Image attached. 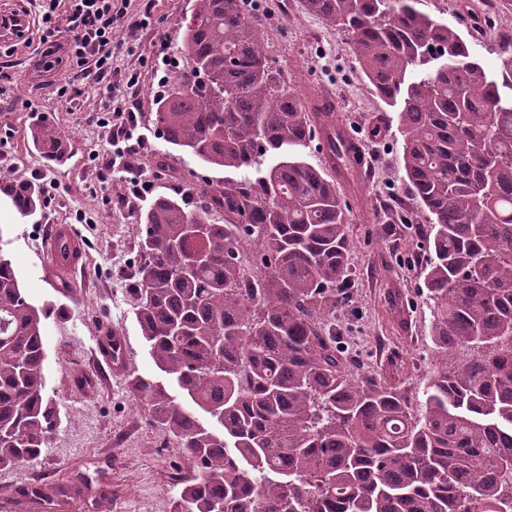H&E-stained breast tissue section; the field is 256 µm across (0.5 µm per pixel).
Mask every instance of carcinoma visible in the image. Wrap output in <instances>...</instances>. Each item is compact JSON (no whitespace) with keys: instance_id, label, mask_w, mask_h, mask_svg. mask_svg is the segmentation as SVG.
<instances>
[{"instance_id":"1","label":"carcinoma","mask_w":512,"mask_h":512,"mask_svg":"<svg viewBox=\"0 0 512 512\" xmlns=\"http://www.w3.org/2000/svg\"><path fill=\"white\" fill-rule=\"evenodd\" d=\"M417 0H302L350 35L369 84L398 107L404 181L430 218L424 257L438 370L413 414L386 379H357L330 312L349 298L350 227L336 178L304 149L352 172L335 112L303 111L282 89L246 0H199L181 53L185 76L158 101L166 142L214 168L250 170L196 198L159 195L138 221L135 317L155 366L130 391L148 424L178 441L193 477L171 512H512V55L491 76L453 28ZM18 213L44 206L24 180L3 186ZM257 246L260 288L241 283ZM0 255V470L39 458L61 425L46 394L44 321ZM470 356L448 362V350ZM210 418L204 423L199 412ZM66 493L28 489L58 512Z\"/></svg>"}]
</instances>
